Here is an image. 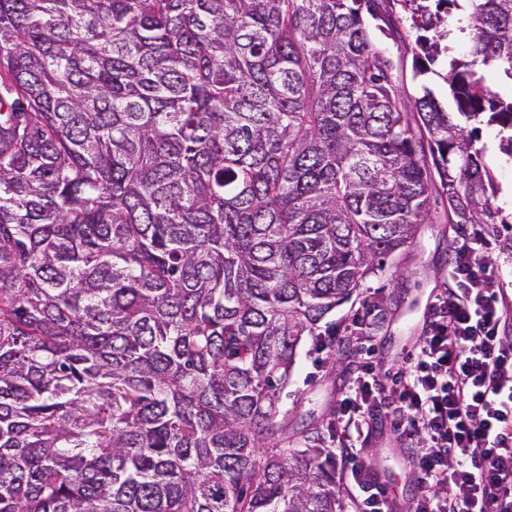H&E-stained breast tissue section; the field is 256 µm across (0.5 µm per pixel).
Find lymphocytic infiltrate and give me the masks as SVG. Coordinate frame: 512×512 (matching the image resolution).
<instances>
[{"instance_id":"1","label":"lymphocytic infiltrate","mask_w":512,"mask_h":512,"mask_svg":"<svg viewBox=\"0 0 512 512\" xmlns=\"http://www.w3.org/2000/svg\"><path fill=\"white\" fill-rule=\"evenodd\" d=\"M484 234H466L449 265L418 350L391 379L366 364L330 422L351 512H512V312L501 302ZM390 419L422 493L399 510L386 474L365 461Z\"/></svg>"}]
</instances>
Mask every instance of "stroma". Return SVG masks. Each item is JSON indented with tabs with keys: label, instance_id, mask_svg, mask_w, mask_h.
<instances>
[{
	"label": "stroma",
	"instance_id": "35a3bbf8",
	"mask_svg": "<svg viewBox=\"0 0 512 512\" xmlns=\"http://www.w3.org/2000/svg\"><path fill=\"white\" fill-rule=\"evenodd\" d=\"M377 45L392 55L396 70L394 76L407 92H415L418 82H426L439 96H446L447 87L435 74L415 79V59L412 53L400 50L386 37H378ZM479 147L484 150V161L494 174L496 195L494 206L503 213H512V162H507L499 149V141L492 128L482 127ZM488 255L495 274L496 287L508 305L512 306V250L503 243L512 237V226L494 225L486 231ZM455 243L449 225L435 223L420 225L407 251L398 260V272H386L371 277L359 292L340 305L329 317L330 322L341 323L365 301L376 298L387 303V317L375 333L371 362L380 373H393L401 367L408 355L415 352L427 321L430 305L442 289L447 288L448 259ZM335 363L316 362L312 341H305L295 371L281 395L285 407L291 409L296 426L311 429L321 426L330 410L337 407L341 393L352 379L361 361V348L354 339L344 337L334 344ZM372 467L385 473L400 501L420 494L417 473L405 459L391 425L378 421L367 450Z\"/></svg>",
	"mask_w": 512,
	"mask_h": 512
}]
</instances>
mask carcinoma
Wrapping results in <instances>:
<instances>
[{
	"mask_svg": "<svg viewBox=\"0 0 512 512\" xmlns=\"http://www.w3.org/2000/svg\"><path fill=\"white\" fill-rule=\"evenodd\" d=\"M454 31L404 96L375 34ZM482 123L512 0H0V512H342L281 393L434 203L506 223Z\"/></svg>",
	"mask_w": 512,
	"mask_h": 512,
	"instance_id": "obj_1",
	"label": "carcinoma"
}]
</instances>
